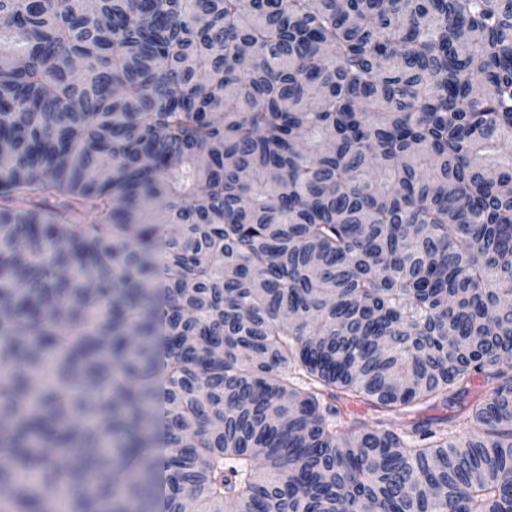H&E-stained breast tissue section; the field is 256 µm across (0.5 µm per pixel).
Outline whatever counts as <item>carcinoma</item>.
Segmentation results:
<instances>
[{"label":"carcinoma","instance_id":"carcinoma-1","mask_svg":"<svg viewBox=\"0 0 512 512\" xmlns=\"http://www.w3.org/2000/svg\"><path fill=\"white\" fill-rule=\"evenodd\" d=\"M511 142L512 0H0V512H512Z\"/></svg>","mask_w":512,"mask_h":512}]
</instances>
